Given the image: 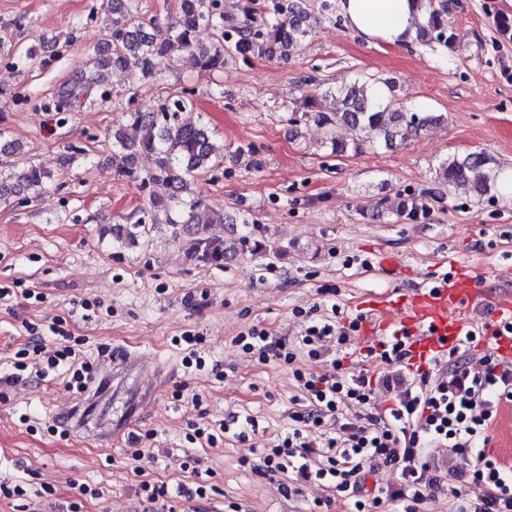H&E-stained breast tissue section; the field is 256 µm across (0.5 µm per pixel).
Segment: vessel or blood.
Instances as JSON below:
<instances>
[{"mask_svg": "<svg viewBox=\"0 0 512 512\" xmlns=\"http://www.w3.org/2000/svg\"><path fill=\"white\" fill-rule=\"evenodd\" d=\"M384 305V310L370 312V330L402 338L414 361L435 359L449 349L464 346L467 337L479 332L473 312H482L502 325L512 324V293L505 291L488 299L479 278L470 272L454 273L427 287L397 291ZM139 366L138 355L128 351L105 356L97 392L108 391L110 383L119 382Z\"/></svg>", "mask_w": 512, "mask_h": 512, "instance_id": "obj_1", "label": "vessel or blood"}]
</instances>
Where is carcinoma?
Instances as JSON below:
<instances>
[{
	"mask_svg": "<svg viewBox=\"0 0 512 512\" xmlns=\"http://www.w3.org/2000/svg\"><path fill=\"white\" fill-rule=\"evenodd\" d=\"M423 10L424 22L418 25L416 39L433 46L449 48L454 35L448 20V0H417ZM244 19L224 14L220 0H179L178 10L165 35L159 37L154 18L139 21L142 11L139 0H112V47L95 59L98 72L83 74L73 85L59 94L62 108L79 98L84 88L100 82L101 70H137L146 79L158 80L179 61L187 59L205 72L224 68L228 59L288 58L289 47L308 34L301 0H270L266 8L252 4L243 7ZM201 28L210 30L212 41L202 45L197 40ZM374 84L356 79L340 89L343 109L323 112L315 97L303 99L304 110L292 111L289 122L305 124L313 121L324 129L322 143L331 152H358L366 144L382 142L389 146L405 141L442 116L433 112H417L398 106L390 97L375 98ZM195 91L183 88L162 100L141 105L123 113L122 121L112 126L109 138L112 147L124 154L125 174L150 184L148 207L131 224L125 226V241L138 242L150 224H169L175 238L184 246L187 257L208 266L222 267L236 252L235 244L212 233L217 224H224V211L207 204L196 191L199 173L224 162V151L214 145L205 125L192 122L184 114L195 110ZM343 126L351 134L347 141H338L333 129ZM19 154L16 143L0 146V199L11 193H41L50 174L30 165L20 172L10 157ZM147 154L154 166L140 177L136 163ZM490 158L483 152H470L445 159L436 170L437 178L448 186L465 185L478 198L488 195L497 185L499 173L489 167ZM398 212L411 221L427 215V199L415 195L400 198Z\"/></svg>",
	"mask_w": 512,
	"mask_h": 512,
	"instance_id": "cac0c4a2",
	"label": "carcinoma"
}]
</instances>
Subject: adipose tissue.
Wrapping results in <instances>:
<instances>
[{"label":"adipose tissue","instance_id":"ef3b65f1","mask_svg":"<svg viewBox=\"0 0 512 512\" xmlns=\"http://www.w3.org/2000/svg\"><path fill=\"white\" fill-rule=\"evenodd\" d=\"M345 27L369 43L410 45L422 12L416 0H340Z\"/></svg>","mask_w":512,"mask_h":512}]
</instances>
